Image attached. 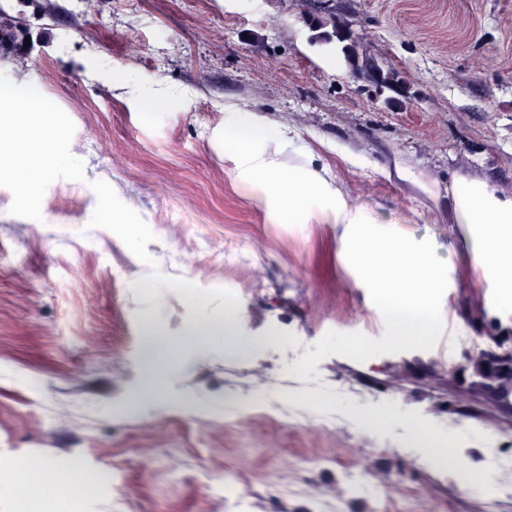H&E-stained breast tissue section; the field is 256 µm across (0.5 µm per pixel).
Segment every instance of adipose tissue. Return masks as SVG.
I'll return each mask as SVG.
<instances>
[{"instance_id": "ef3b65f1", "label": "adipose tissue", "mask_w": 512, "mask_h": 512, "mask_svg": "<svg viewBox=\"0 0 512 512\" xmlns=\"http://www.w3.org/2000/svg\"><path fill=\"white\" fill-rule=\"evenodd\" d=\"M62 133L54 122L51 104L29 94L26 89L9 84L0 85V168L9 172L19 189L18 200L29 206L42 176L51 164L58 162L52 144ZM462 223L473 225L471 265L479 272H492L499 283V292L489 298L493 308L512 306V203H503L486 190L470 182L459 181L455 187ZM187 335L208 340L213 349L247 356L255 343L232 327L214 321L191 325ZM170 343L155 330H148L141 341L136 368L141 376L140 389L130 399L129 410L147 416L155 412L164 397L163 375L175 352ZM416 450L422 464L440 470L444 459H452V473L478 496H489L488 480L479 478L463 457H449L440 446L435 427L421 421L415 435ZM24 467L36 471L40 479L16 498V512H29L36 501L49 502L54 512H62L64 499L80 497L86 484L96 482L97 473L44 458L24 460Z\"/></svg>"}]
</instances>
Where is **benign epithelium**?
Wrapping results in <instances>:
<instances>
[{
  "label": "benign epithelium",
  "mask_w": 512,
  "mask_h": 512,
  "mask_svg": "<svg viewBox=\"0 0 512 512\" xmlns=\"http://www.w3.org/2000/svg\"><path fill=\"white\" fill-rule=\"evenodd\" d=\"M503 357L502 351L490 346L469 353L473 379L467 394L497 404L512 403V361Z\"/></svg>",
  "instance_id": "obj_1"
}]
</instances>
